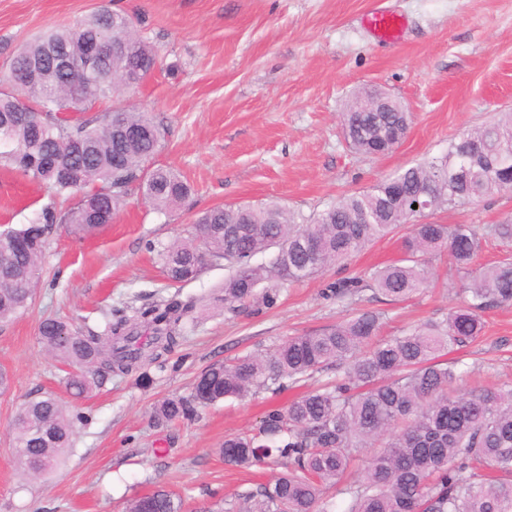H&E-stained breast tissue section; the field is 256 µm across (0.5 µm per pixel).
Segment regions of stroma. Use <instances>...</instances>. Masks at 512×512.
Listing matches in <instances>:
<instances>
[{
  "instance_id": "35a3bbf8",
  "label": "stroma",
  "mask_w": 512,
  "mask_h": 512,
  "mask_svg": "<svg viewBox=\"0 0 512 512\" xmlns=\"http://www.w3.org/2000/svg\"><path fill=\"white\" fill-rule=\"evenodd\" d=\"M406 28L393 43L377 42L362 24L373 0H0V72L50 28L69 27L92 13L122 10L157 52L152 76L138 89L97 102L94 113L136 107L164 130L152 164L179 172L192 193L160 213L132 189L111 224L84 238L54 226L43 274L29 308L0 323V512H125L129 501L163 487L184 500L183 512L269 483L283 466L225 465L218 450L232 435L258 429L265 414L335 379V372L273 392L228 398L199 417L175 424L154 418L158 403L189 396L196 378L217 362L266 353L291 336L335 324L365 308L385 315L382 335L398 336L459 305L463 275L446 257L431 261V283L403 302L363 289L341 300L323 295L339 279H368L401 256L399 228L355 255L302 282L279 287L274 307L232 312L215 303L227 273L206 266L194 280H165L155 250L189 238L196 213L217 205L276 202L310 215L368 188L395 170L438 156L451 139L512 112V0H386ZM377 87L411 113L405 139L391 153L368 157L346 147L340 114L351 97ZM59 199L32 178L0 166V226L31 223ZM441 224H470L486 239L470 267L512 257V240L489 236L512 219V192L439 209ZM194 298L188 325L166 368L146 365L115 375L77 399L66 391L70 369L38 340L42 320L55 317L104 330L112 310ZM482 335L452 350L462 388L512 381V305L483 314ZM53 394L78 415L72 446L52 471L32 475L19 464L10 425L30 399Z\"/></svg>"
}]
</instances>
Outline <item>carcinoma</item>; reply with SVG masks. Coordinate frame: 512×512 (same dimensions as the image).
<instances>
[{
	"instance_id": "1",
	"label": "carcinoma",
	"mask_w": 512,
	"mask_h": 512,
	"mask_svg": "<svg viewBox=\"0 0 512 512\" xmlns=\"http://www.w3.org/2000/svg\"><path fill=\"white\" fill-rule=\"evenodd\" d=\"M99 39L113 45L107 71L96 77L64 76L47 59L51 50L74 55ZM32 66L25 86L0 77V161L29 176L57 196L83 194L86 202L64 214L47 207L37 221L0 232V322L32 303L40 278L47 234L63 224L75 236L94 231L125 204L129 187L140 182L145 199L163 212L191 194L180 174L146 164L161 146L163 128L153 116L119 108L72 123L60 114L76 98L88 108L121 88H136L153 73L156 55L138 36L130 15L102 10L80 24L50 30L26 46L9 69ZM408 112H375L369 99L346 104L342 131L356 153L373 156L399 141ZM512 149V113L471 129L448 144L446 153L403 167L368 190L339 198L313 215L278 204L242 210L218 205L199 213L196 234L160 251L163 270L174 282L195 279L207 264L225 262L224 307L235 311L252 302L276 304L277 289L255 286L274 278L299 282L331 265H344L372 242L415 217L412 205L426 201L434 210L464 205L512 190L499 173V157ZM288 246L267 262L254 258ZM482 237L470 224H414L402 241L403 256L375 271V290L403 301L429 284L428 259L445 254L466 274L463 302L439 322L428 321L401 336L382 337V314L359 310L319 331L291 336L274 351L247 354L230 364L209 366L188 397L168 398L155 410L163 424L188 420L225 398L252 389L282 387L316 372L343 371L336 382L268 413L258 433L226 439L224 463L250 467L281 460L288 472L272 483L237 495L238 504L205 512H335L324 487L348 496L344 512H512V383L462 392L463 373L443 359L475 340L481 313L512 304V260L504 258L469 275ZM360 281L342 280L329 289L338 298L359 293ZM195 301L172 299L136 311L150 332L146 344L126 314L103 334H87L52 318L40 323L39 342L67 364L87 374L66 380L81 397L93 377L128 374L146 359L172 352L194 321ZM73 419L52 395L29 401L12 422L20 462L34 473L47 472L71 447ZM367 448L375 449L359 478L344 483L348 470ZM183 502L164 488L132 499L127 512H182Z\"/></svg>"
}]
</instances>
